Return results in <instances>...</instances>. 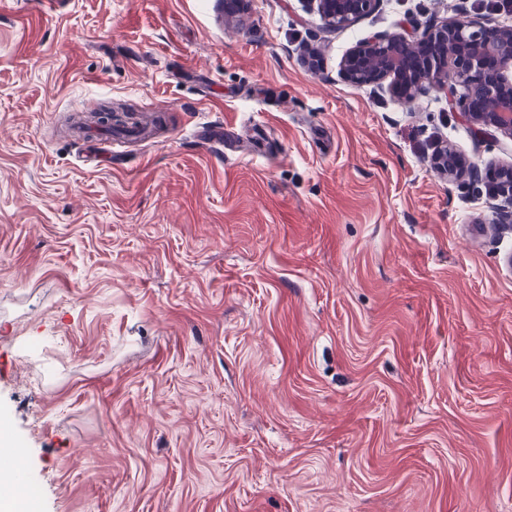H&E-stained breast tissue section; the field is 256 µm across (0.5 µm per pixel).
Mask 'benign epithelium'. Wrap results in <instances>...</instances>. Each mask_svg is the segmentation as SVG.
Here are the masks:
<instances>
[{
  "instance_id": "7a95c632",
  "label": "benign epithelium",
  "mask_w": 512,
  "mask_h": 512,
  "mask_svg": "<svg viewBox=\"0 0 512 512\" xmlns=\"http://www.w3.org/2000/svg\"><path fill=\"white\" fill-rule=\"evenodd\" d=\"M321 18L341 27L372 12L380 0H318ZM430 39L452 47L441 57L415 61L413 75L404 77L408 61L414 56L415 42ZM346 77L354 84L380 83L390 78L394 90L414 101L411 90L424 86L447 91L456 82L469 87L479 99L480 111L468 106V117L488 123L512 135V29H498L461 18L445 20L425 28L419 36L396 34L367 40L353 47L344 61ZM462 158L452 152L432 160V166L452 175Z\"/></svg>"
}]
</instances>
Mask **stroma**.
I'll return each instance as SVG.
<instances>
[{"mask_svg":"<svg viewBox=\"0 0 512 512\" xmlns=\"http://www.w3.org/2000/svg\"><path fill=\"white\" fill-rule=\"evenodd\" d=\"M470 0H0V424L31 512H512V135L355 86ZM161 115L82 152L73 110ZM220 120L237 151L195 143ZM456 152L448 176L423 143ZM321 18L335 27L348 26L372 12L380 0H318Z\"/></svg>","mask_w":512,"mask_h":512,"instance_id":"obj_1","label":"stroma"}]
</instances>
